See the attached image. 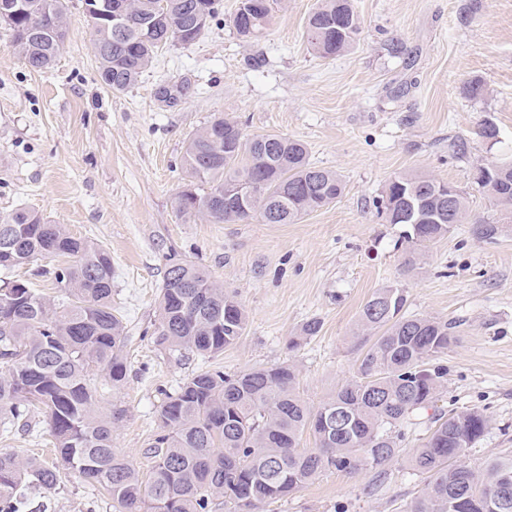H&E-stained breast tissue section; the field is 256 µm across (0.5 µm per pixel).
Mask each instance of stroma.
<instances>
[{
	"label": "stroma",
	"mask_w": 512,
	"mask_h": 512,
	"mask_svg": "<svg viewBox=\"0 0 512 512\" xmlns=\"http://www.w3.org/2000/svg\"><path fill=\"white\" fill-rule=\"evenodd\" d=\"M221 4L197 42L161 48L121 93L98 76L83 0H67L69 38L45 71L25 64L0 23V215L38 212L112 256V302L131 338L126 381L99 402L103 414L121 413L116 452L149 473L143 450L157 429L160 391L202 365L152 341L175 257L205 268L248 312L245 332L218 359L225 372L292 363L313 407L355 374L364 302L402 284L407 313L459 324L457 342L437 359L448 372L435 406L487 414L488 430L465 462L512 454V223L492 242L457 225L410 271L398 242L403 225L386 223L373 206L394 175L426 173L466 192L472 217L505 223L473 172L512 158V0H356L359 40L332 59L312 54L304 38L318 0H276L268 28L250 41L231 24L239 0ZM393 39L408 60L389 55ZM475 77L485 92L472 98L463 87ZM182 81L189 88L175 105L158 100L161 85ZM219 114L250 136L302 140L313 163L342 176V196L295 224L182 217L185 143ZM487 120L500 131L493 146L477 135ZM459 139L468 145L462 156L450 148ZM312 319L322 325L318 336L290 347ZM434 426L431 413L414 415L398 456L381 470L324 471L262 512H405L424 486L408 457ZM49 446L41 411L31 431L0 433V453L22 460H51ZM28 495L48 512H114L111 499L72 477Z\"/></svg>",
	"instance_id": "obj_1"
}]
</instances>
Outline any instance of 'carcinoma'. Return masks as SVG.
<instances>
[{
  "label": "carcinoma",
  "instance_id": "carcinoma-1",
  "mask_svg": "<svg viewBox=\"0 0 512 512\" xmlns=\"http://www.w3.org/2000/svg\"><path fill=\"white\" fill-rule=\"evenodd\" d=\"M247 14L232 25L243 39L260 35L273 0H245ZM87 11L101 81L116 92L132 87L167 44L189 46L204 33L195 25L221 14V0H96ZM65 0H31V9L0 22L28 67L50 68L68 38ZM163 14L167 28L154 25ZM361 23L354 0H319L305 37L318 57L333 58L357 42ZM190 183L177 197L178 212L213 223L295 224L341 197L339 173L309 159L307 146L276 134L249 137L237 121L215 116L188 139L181 158ZM255 183L257 198L224 200V190ZM478 191L495 207L512 209V161L479 165ZM452 200H446V196ZM413 201L426 214L452 204L456 223L470 219L468 198L427 174H399L384 186L376 209L388 223ZM502 225L478 220L475 234L493 240ZM448 223L409 225L404 242L426 248L446 237ZM61 258L54 278L66 296L56 302L21 280L0 281V412L27 427L36 409L47 414L56 462H21L0 454V512H21L25 488H56L72 475L112 499L116 512H259L272 500L304 487L324 470H378L400 451L401 424L433 406L447 370L429 360L457 339L455 325L408 315L404 288L375 290L358 324L372 342L356 360L355 376L313 408L299 392L290 364L226 373L205 366L177 389L160 390L159 429L144 448L153 461L144 476L112 448L118 417L97 407L100 387L121 388L127 376L126 326L112 306V256L76 237L63 224L23 209L0 215V270L38 259ZM155 346L204 358L224 354L243 335L248 314L236 295L197 264L170 259L158 296ZM488 416L469 409L436 418V426L410 463L426 475L406 512H512V456L463 461L484 436ZM315 447L302 445L303 435Z\"/></svg>",
  "mask_w": 512,
  "mask_h": 512
}]
</instances>
